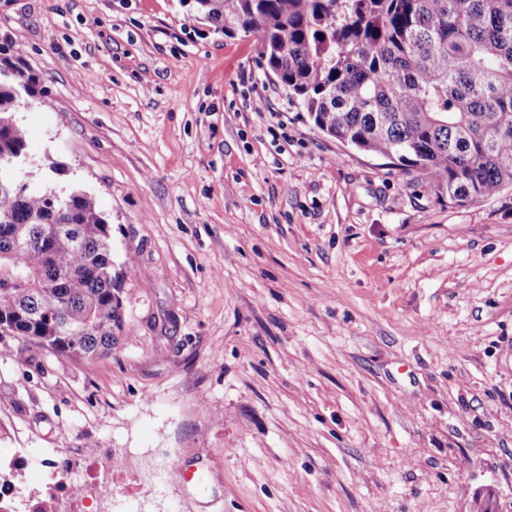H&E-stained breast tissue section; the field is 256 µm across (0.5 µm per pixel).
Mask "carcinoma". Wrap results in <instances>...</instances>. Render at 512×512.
Instances as JSON below:
<instances>
[{
  "instance_id": "obj_1",
  "label": "carcinoma",
  "mask_w": 512,
  "mask_h": 512,
  "mask_svg": "<svg viewBox=\"0 0 512 512\" xmlns=\"http://www.w3.org/2000/svg\"><path fill=\"white\" fill-rule=\"evenodd\" d=\"M215 31L257 35L266 68L324 134L423 168L463 204L512 189V0H181ZM0 46V336L94 361L124 330L107 219L86 192L23 180L36 102Z\"/></svg>"
}]
</instances>
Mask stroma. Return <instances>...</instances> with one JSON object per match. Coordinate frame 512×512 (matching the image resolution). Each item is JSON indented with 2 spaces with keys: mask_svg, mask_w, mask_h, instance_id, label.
Wrapping results in <instances>:
<instances>
[{
  "mask_svg": "<svg viewBox=\"0 0 512 512\" xmlns=\"http://www.w3.org/2000/svg\"><path fill=\"white\" fill-rule=\"evenodd\" d=\"M4 39L30 177L106 215L126 330L93 362L0 338V457L122 449L127 512H512V191L328 137L179 0H0Z\"/></svg>",
  "mask_w": 512,
  "mask_h": 512,
  "instance_id": "35a3bbf8",
  "label": "stroma"
}]
</instances>
